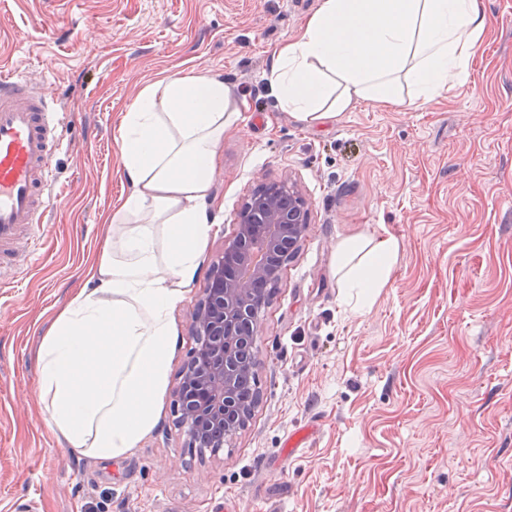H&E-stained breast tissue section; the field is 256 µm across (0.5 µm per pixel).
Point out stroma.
<instances>
[{"instance_id": "obj_1", "label": "stroma", "mask_w": 512, "mask_h": 512, "mask_svg": "<svg viewBox=\"0 0 512 512\" xmlns=\"http://www.w3.org/2000/svg\"><path fill=\"white\" fill-rule=\"evenodd\" d=\"M319 2L0 0V71L38 82L65 115L62 198L28 274L0 288V512H512V0H482L483 49L448 93L310 125L266 76ZM174 71L222 76L249 109L219 149L215 226L172 312L169 387L245 200L289 177L311 222L259 316L246 426L219 451L189 447L168 394L137 448L99 461L50 432L36 352L55 312L93 288L105 218L132 190L121 115ZM358 234L399 242L362 310L335 271L337 243Z\"/></svg>"}]
</instances>
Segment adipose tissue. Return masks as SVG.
Returning a JSON list of instances; mask_svg holds the SVG:
<instances>
[{"mask_svg":"<svg viewBox=\"0 0 512 512\" xmlns=\"http://www.w3.org/2000/svg\"><path fill=\"white\" fill-rule=\"evenodd\" d=\"M488 25L480 0H320L267 81L308 123L362 102L422 106L467 73ZM245 108L222 77L177 73L146 85L122 114L119 156L133 189L106 218L94 288L57 313L37 351L49 428L81 454L124 456L159 422L171 314L198 275L219 146ZM398 249L388 234L342 240L345 302L372 305Z\"/></svg>","mask_w":512,"mask_h":512,"instance_id":"1","label":"adipose tissue"}]
</instances>
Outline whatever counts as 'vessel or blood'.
Masks as SVG:
<instances>
[{
    "instance_id": "b4317fda",
    "label": "vessel or blood",
    "mask_w": 512,
    "mask_h": 512,
    "mask_svg": "<svg viewBox=\"0 0 512 512\" xmlns=\"http://www.w3.org/2000/svg\"><path fill=\"white\" fill-rule=\"evenodd\" d=\"M62 118L41 87L0 76V288L31 262L57 195L54 158Z\"/></svg>"
}]
</instances>
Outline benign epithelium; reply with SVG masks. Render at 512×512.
Listing matches in <instances>:
<instances>
[{
  "mask_svg": "<svg viewBox=\"0 0 512 512\" xmlns=\"http://www.w3.org/2000/svg\"><path fill=\"white\" fill-rule=\"evenodd\" d=\"M309 223L310 205L289 179L263 183L238 212L237 232L224 241V252L212 264L193 311L191 334L196 347L174 391L190 447L236 433L251 413L238 395L237 384L249 368L248 349L262 311L252 302V282H278L283 255L296 252ZM259 240L266 250L265 262L249 278L226 277V267L247 261Z\"/></svg>",
  "mask_w": 512,
  "mask_h": 512,
  "instance_id": "1",
  "label": "benign epithelium"
}]
</instances>
